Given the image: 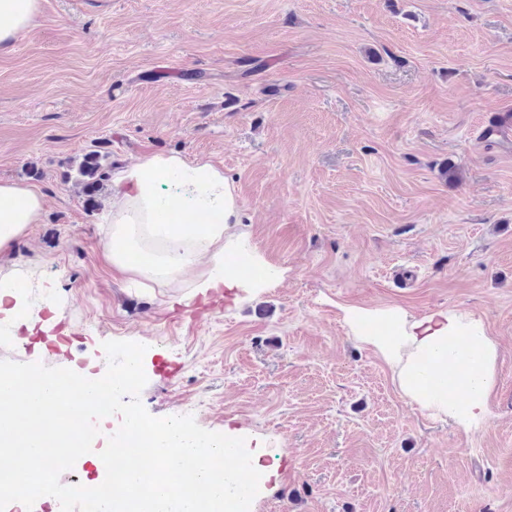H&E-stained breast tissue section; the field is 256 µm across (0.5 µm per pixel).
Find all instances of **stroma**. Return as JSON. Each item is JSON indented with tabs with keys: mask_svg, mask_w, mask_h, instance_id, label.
Here are the masks:
<instances>
[{
	"mask_svg": "<svg viewBox=\"0 0 512 512\" xmlns=\"http://www.w3.org/2000/svg\"><path fill=\"white\" fill-rule=\"evenodd\" d=\"M505 105L512 0H39L0 50V182L43 197L0 255L35 319L0 314V360L92 368L104 342L145 345L151 415L274 450L251 512H512V151L477 140ZM93 151L222 168L282 281L194 321L187 284L113 273L111 186L92 209L79 176ZM391 309L483 321L485 424L401 394L366 342Z\"/></svg>",
	"mask_w": 512,
	"mask_h": 512,
	"instance_id": "35a3bbf8",
	"label": "stroma"
}]
</instances>
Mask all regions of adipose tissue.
Wrapping results in <instances>:
<instances>
[{"mask_svg": "<svg viewBox=\"0 0 512 512\" xmlns=\"http://www.w3.org/2000/svg\"><path fill=\"white\" fill-rule=\"evenodd\" d=\"M38 9L39 0H0V49L13 43ZM111 187L106 259L117 273L147 288L185 280L195 295L256 291L282 278L278 269L251 278V268L261 265L262 258L249 237L236 232L242 221L236 188L211 162L177 153L147 154L114 168ZM170 204L179 220L157 222L158 211ZM42 210L37 190L1 182L0 252L28 225L39 223ZM144 250L152 252V263L132 262V254ZM366 342L393 369L402 394L422 410L465 432L487 421L497 346L480 319L448 310L420 318L388 310L380 332ZM450 375L456 378L454 393L434 390V381Z\"/></svg>", "mask_w": 512, "mask_h": 512, "instance_id": "obj_1", "label": "adipose tissue"}]
</instances>
